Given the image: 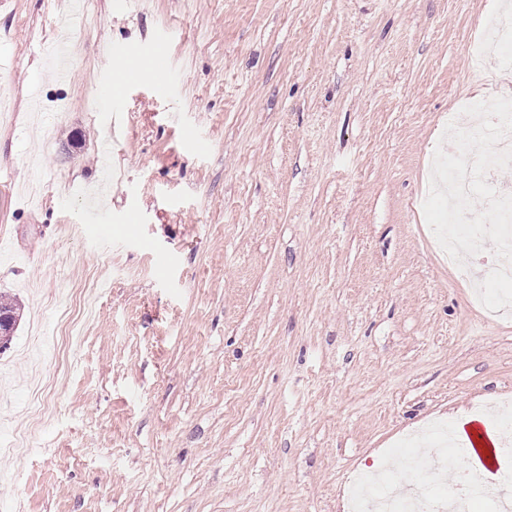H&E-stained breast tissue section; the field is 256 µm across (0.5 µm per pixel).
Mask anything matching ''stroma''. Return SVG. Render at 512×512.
<instances>
[{
  "label": "stroma",
  "mask_w": 512,
  "mask_h": 512,
  "mask_svg": "<svg viewBox=\"0 0 512 512\" xmlns=\"http://www.w3.org/2000/svg\"><path fill=\"white\" fill-rule=\"evenodd\" d=\"M88 2L65 82L41 47L66 0L0 5V439L33 449L0 506L344 512L411 434L512 397V320L423 214L449 119L512 97L476 56L506 0ZM40 316L84 338L38 412ZM20 306L13 298L0 294V347L6 345L14 335L19 321ZM5 319L6 322H2Z\"/></svg>",
  "instance_id": "1"
}]
</instances>
